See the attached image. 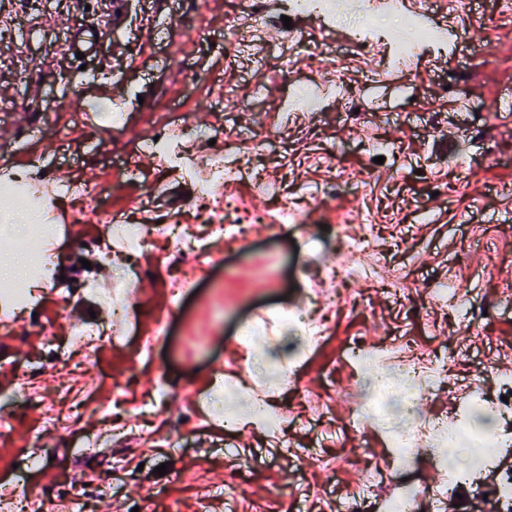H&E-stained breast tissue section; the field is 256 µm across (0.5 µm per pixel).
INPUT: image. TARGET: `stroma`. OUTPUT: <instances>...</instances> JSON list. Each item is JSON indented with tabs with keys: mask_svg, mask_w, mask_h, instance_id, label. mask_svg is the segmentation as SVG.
I'll return each instance as SVG.
<instances>
[{
	"mask_svg": "<svg viewBox=\"0 0 512 512\" xmlns=\"http://www.w3.org/2000/svg\"><path fill=\"white\" fill-rule=\"evenodd\" d=\"M233 2L0 0V85L12 95L9 111L0 112V162L13 173L26 181L79 180L98 193L103 209L131 223L154 228L177 218L203 235L206 218L186 200L213 147L199 142L192 163L142 151L185 116L256 145L252 163L264 182L215 183L212 196L270 216L281 199L303 219L223 253L173 313L168 292L181 270L162 241L151 243L131 260L136 292L122 302L139 318L124 345L75 352L71 366L46 377L53 345L34 325L56 323L64 337L112 302L111 270L82 265L95 260L104 229L83 222L35 234L0 182V285L33 286L34 265L49 248L61 257L69 296L61 303L54 286H45L44 299L21 312L23 330L0 334V476L14 481L15 464L40 448L49 474L28 480L38 507L68 502L69 486L79 480L91 512L111 505L119 512H291L298 490L306 512H334L336 499L361 490L365 459L385 452L375 424L356 429L348 420L361 397V374L342 362L347 342L406 338L423 357L457 353L450 394L427 402L428 413L440 417L448 415L450 397L495 393L497 375L512 371V109L502 101L512 90V0H473L466 9L457 0H423L430 20L446 27L448 44L419 49L403 68L394 65L390 42L353 48L347 22L308 18L287 27L278 9L267 26L244 24L246 45L227 43ZM92 24L105 32L103 49L85 61L72 58L73 33ZM298 84L324 92L320 111L285 107ZM222 89L246 99L247 109L225 106ZM116 101L128 111L122 126L107 120L86 128L77 119L89 108L110 113ZM34 130L41 136L38 168L17 151ZM375 139L395 147L380 164L365 149ZM123 159L137 163L135 180H126ZM340 167L364 179L328 196ZM336 224L353 238L365 226L374 229L373 254L344 256L348 274L378 278L391 266L406 285L353 292L336 309L323 347L308 356L268 313L282 301L298 305L301 289L326 291L327 251L312 241ZM440 281L467 293L471 313L433 300L429 288ZM250 313L260 333L244 361L264 374L303 367L302 392L269 386L288 417L281 440L247 418L225 433L223 414L207 407L214 386L242 395L238 377L218 371H227L224 346ZM166 316L168 338L150 345ZM26 381L37 385L40 400L20 396ZM63 388L85 410L58 432L46 420ZM92 434L99 448L77 456ZM228 437L238 447L230 460ZM161 465L166 474H158Z\"/></svg>",
	"mask_w": 512,
	"mask_h": 512,
	"instance_id": "35a3bbf8",
	"label": "stroma"
}]
</instances>
